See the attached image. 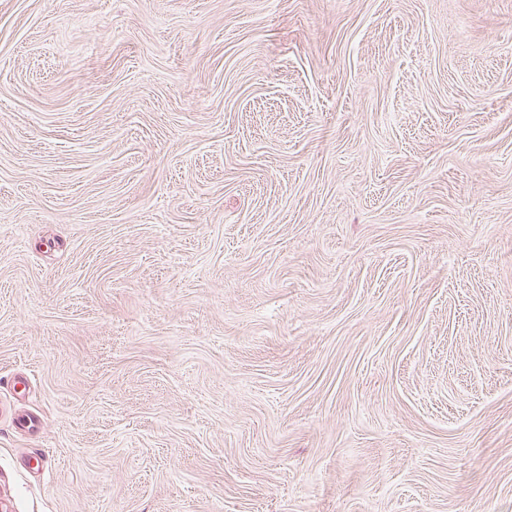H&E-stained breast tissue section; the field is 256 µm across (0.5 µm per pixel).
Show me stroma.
<instances>
[{
	"label": "stroma",
	"instance_id": "obj_1",
	"mask_svg": "<svg viewBox=\"0 0 512 512\" xmlns=\"http://www.w3.org/2000/svg\"><path fill=\"white\" fill-rule=\"evenodd\" d=\"M9 512H512V0H0Z\"/></svg>",
	"mask_w": 512,
	"mask_h": 512
}]
</instances>
